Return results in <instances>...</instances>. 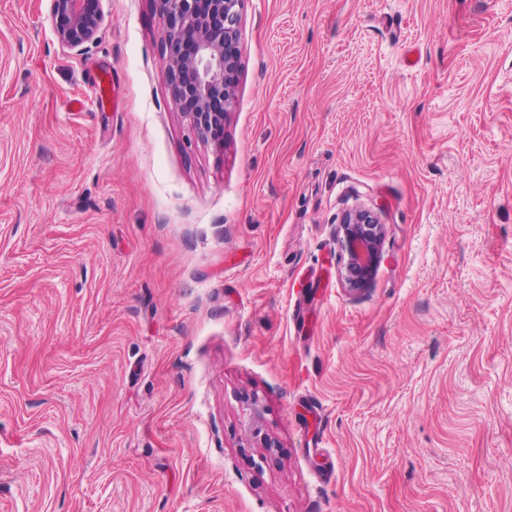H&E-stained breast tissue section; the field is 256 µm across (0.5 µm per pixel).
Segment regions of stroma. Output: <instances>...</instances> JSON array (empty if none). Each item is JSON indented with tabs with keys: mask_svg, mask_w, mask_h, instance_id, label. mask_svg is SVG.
<instances>
[{
	"mask_svg": "<svg viewBox=\"0 0 512 512\" xmlns=\"http://www.w3.org/2000/svg\"><path fill=\"white\" fill-rule=\"evenodd\" d=\"M93 6L0 0V512H512V0H245L220 150ZM57 40L76 52L95 42L104 26V15L89 6L91 0H49ZM337 238L343 260V281L351 290L362 288L378 267L383 225L365 210L355 209L338 225Z\"/></svg>",
	"mask_w": 512,
	"mask_h": 512,
	"instance_id": "1",
	"label": "stroma"
}]
</instances>
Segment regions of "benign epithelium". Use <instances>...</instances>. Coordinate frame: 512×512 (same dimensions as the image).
<instances>
[{"label":"benign epithelium","mask_w":512,"mask_h":512,"mask_svg":"<svg viewBox=\"0 0 512 512\" xmlns=\"http://www.w3.org/2000/svg\"><path fill=\"white\" fill-rule=\"evenodd\" d=\"M57 40L76 52L95 42L104 15L91 0H49ZM163 21L172 98L191 129L224 147V123L236 99L239 25L244 0H154ZM347 288L363 287L380 261L383 225L363 209L338 225Z\"/></svg>","instance_id":"1"}]
</instances>
